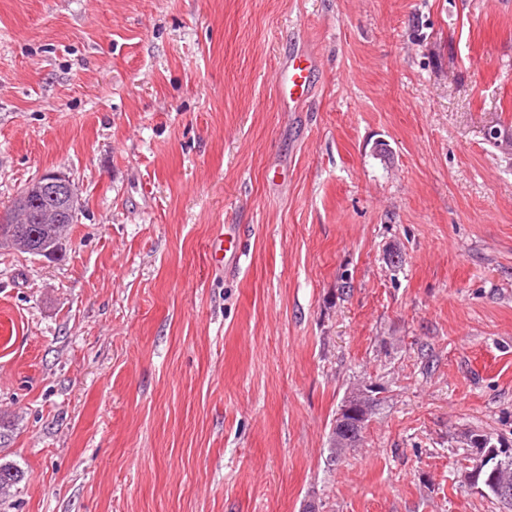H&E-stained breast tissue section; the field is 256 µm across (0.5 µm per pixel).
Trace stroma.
<instances>
[{
    "label": "stroma",
    "mask_w": 512,
    "mask_h": 512,
    "mask_svg": "<svg viewBox=\"0 0 512 512\" xmlns=\"http://www.w3.org/2000/svg\"><path fill=\"white\" fill-rule=\"evenodd\" d=\"M492 125L512 0H0V211L46 171L83 201L0 249V512H505L468 442L512 440ZM309 67L304 59L295 60L278 85L279 95L286 101H299L308 86ZM372 392L373 391L368 386H366V388H362L360 392L348 396V400H353L354 402H357L362 411L355 412L349 410L348 408H343L336 415V420L333 424V428L335 427L336 432H332L330 436L329 453L331 461L335 462L347 450L359 446L361 441L360 438L362 437V435L360 437L359 432L354 433L349 431L347 433H344L346 426L347 430L354 431L355 428L352 422V418H350L351 421L346 423L347 420L345 419L344 414L354 415L355 417H357L358 420L355 422V426L357 430H360L363 425H366L367 420L370 418L376 401L375 397H373ZM336 446L339 448H336ZM4 475H7L5 478ZM24 479V471L10 461L0 460V504L13 496Z\"/></svg>",
    "instance_id": "obj_1"
}]
</instances>
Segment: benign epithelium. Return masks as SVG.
<instances>
[{
  "label": "benign epithelium",
  "instance_id": "obj_1",
  "mask_svg": "<svg viewBox=\"0 0 512 512\" xmlns=\"http://www.w3.org/2000/svg\"><path fill=\"white\" fill-rule=\"evenodd\" d=\"M57 198L66 202L70 213H76L78 190L72 181L59 172L43 173L23 188L8 210L0 213V224H64L66 219L62 210L52 203ZM348 399L357 402L360 411L344 408L336 415L333 427L339 448H356L360 444V433L346 431L345 415L357 417L355 426L359 429L367 423L375 404V397L368 387Z\"/></svg>",
  "mask_w": 512,
  "mask_h": 512
}]
</instances>
